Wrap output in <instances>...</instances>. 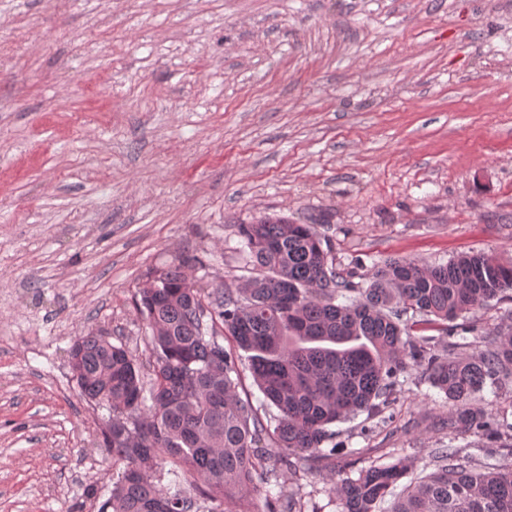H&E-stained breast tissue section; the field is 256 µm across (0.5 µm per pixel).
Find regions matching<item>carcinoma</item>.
Returning a JSON list of instances; mask_svg holds the SVG:
<instances>
[{
    "instance_id": "1",
    "label": "carcinoma",
    "mask_w": 512,
    "mask_h": 512,
    "mask_svg": "<svg viewBox=\"0 0 512 512\" xmlns=\"http://www.w3.org/2000/svg\"><path fill=\"white\" fill-rule=\"evenodd\" d=\"M239 235L256 270L243 287L207 291L173 266L139 289L154 356L148 382L124 347L93 331L69 349L82 394L112 404L102 443L119 473L101 512H254L257 475L278 488L267 493L266 512H320L284 490L278 470L296 469L292 457L301 454L327 458L330 425L391 408L410 363L481 449L512 451V423L474 404L487 381L512 377V327L482 334L472 353L468 342L439 349L433 337L412 334L509 297L512 262L484 253L434 265L393 258L356 282L311 224L261 218ZM408 313L416 320L404 321ZM219 323L247 366L221 343ZM245 368L276 412L263 417L241 396ZM491 459L475 467L468 444L431 448L433 471L396 495L410 463L392 453L388 463L337 475L330 492L341 512H381L388 496L391 512H512V471ZM165 466L167 484L145 478Z\"/></svg>"
}]
</instances>
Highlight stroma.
<instances>
[{
  "label": "stroma",
  "instance_id": "obj_1",
  "mask_svg": "<svg viewBox=\"0 0 512 512\" xmlns=\"http://www.w3.org/2000/svg\"><path fill=\"white\" fill-rule=\"evenodd\" d=\"M314 223L342 268L512 259V0H0V512H99L112 416L69 348L149 373L137 291L250 271L238 227ZM420 369L286 488L470 436Z\"/></svg>",
  "mask_w": 512,
  "mask_h": 512
}]
</instances>
